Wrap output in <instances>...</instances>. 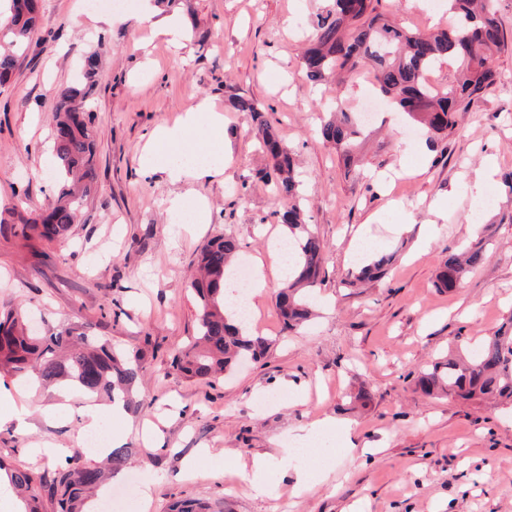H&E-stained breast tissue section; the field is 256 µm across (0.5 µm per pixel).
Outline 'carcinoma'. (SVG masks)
<instances>
[{
  "mask_svg": "<svg viewBox=\"0 0 512 512\" xmlns=\"http://www.w3.org/2000/svg\"><path fill=\"white\" fill-rule=\"evenodd\" d=\"M8 32L12 51H0V87L8 84L20 65L26 43L39 21L38 0H9ZM448 25L429 31L394 27L375 12L372 0H325L312 21L313 40L304 57L308 81L314 85L341 83V75L355 73L372 62L374 86L393 109L412 123L424 126L428 137L455 125V114L469 105L494 81L488 67L491 52L504 41L502 22L491 0H448ZM445 59L460 64L461 77L438 92L426 80L427 72ZM101 77L96 51L84 56L82 79L57 91L54 110V151L59 192L46 212L36 218L15 214L0 219V233L26 242L52 241L76 223L94 183L95 144L83 115ZM239 112L250 113L263 151L271 166L263 175L276 195L288 201L279 214L294 243L288 266V285L276 297L284 327L307 322L312 310L308 294L321 282L325 243L305 222L299 203V181L294 174L291 150L268 125L258 103L241 94L231 97ZM319 137L340 151L350 168L362 134L358 117L331 112L318 129ZM239 253L238 240L216 237L201 252V277L192 283L196 303V336L175 359L179 371L190 378L209 379L232 371L240 361L260 359L270 342L247 331L244 320L231 318L224 307V276ZM487 258L483 243H471L451 253L437 278V286L454 290ZM389 259L379 257L344 281L347 286L384 275ZM142 371L140 357L116 351L112 342L74 335L65 329L50 336L28 332L19 312L0 315V374L42 386L61 385L90 398L106 397L129 409L131 392ZM420 390L431 397L464 401L501 398L512 401V334L504 332L485 343L467 359L456 355L437 361L417 377ZM131 449H112L100 463L85 460L81 448H71L61 461L58 476L49 480L29 469L9 468L0 461L9 486L26 503L25 512H41V493L56 505L55 512H85L90 498L110 476L127 464Z\"/></svg>",
  "mask_w": 512,
  "mask_h": 512,
  "instance_id": "cac0c4a2",
  "label": "carcinoma"
}]
</instances>
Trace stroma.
Wrapping results in <instances>:
<instances>
[{"label": "stroma", "instance_id": "1", "mask_svg": "<svg viewBox=\"0 0 512 512\" xmlns=\"http://www.w3.org/2000/svg\"><path fill=\"white\" fill-rule=\"evenodd\" d=\"M84 0H39L40 22L21 65L0 88V217L40 213L58 191L53 156L56 93L75 80L83 55L103 48V77L89 128L97 182L67 235L27 245L0 235V312L25 314L46 336L64 327L112 340L139 354L138 410L110 428L134 454L101 495L123 512L122 482L139 475L152 491L138 512H168L190 501L206 512H512V407L488 399L461 403L425 396L415 378L449 351L471 352L512 324V0H492L504 44L490 59L492 86L446 137L429 143L383 113L345 170L313 128L325 108L359 111L376 96L369 68L341 90L312 87L302 56L319 0H176L186 21L183 46L166 48L136 19L134 7L90 29ZM398 26L448 23L445 0H378ZM256 99L295 158L304 217L327 245L316 317L289 331L275 308L278 268L270 239L284 236V203L260 180L268 161L248 113L232 94ZM224 116L211 149L222 177L171 181L143 168L153 133L179 123L201 103ZM202 198L207 221L191 225L163 199ZM240 244L234 272L263 270L255 334L270 349L212 382L172 367L196 329L190 283L196 258L217 235ZM483 237L489 257L447 291L436 275L457 245ZM391 255L387 276L356 288L360 241ZM9 400L0 414L29 412L31 427L0 426V457L53 476L45 446L80 447L82 396L0 378ZM371 400L362 403L361 392ZM55 405L56 417L43 415ZM324 427L317 436L315 421ZM360 453L344 451L343 427ZM270 459L272 495H256L236 474L241 458ZM318 471L301 496L297 472Z\"/></svg>", "mask_w": 512, "mask_h": 512}]
</instances>
